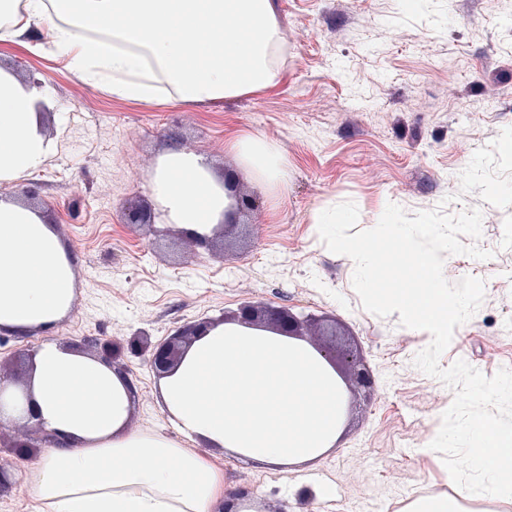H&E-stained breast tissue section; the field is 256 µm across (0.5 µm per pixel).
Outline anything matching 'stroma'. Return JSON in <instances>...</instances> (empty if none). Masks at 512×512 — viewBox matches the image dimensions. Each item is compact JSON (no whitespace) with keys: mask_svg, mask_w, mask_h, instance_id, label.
<instances>
[{"mask_svg":"<svg viewBox=\"0 0 512 512\" xmlns=\"http://www.w3.org/2000/svg\"><path fill=\"white\" fill-rule=\"evenodd\" d=\"M281 31L278 82L224 103L164 96L126 100L68 69L45 30L0 43V63L38 81L51 101L45 130L55 153L0 195L44 209L76 263L69 314L48 331L0 333V372L25 379L26 351L46 342L116 361L135 389L128 427L176 437L147 360L154 344L202 321L261 303L308 319L309 334L335 325L373 372L368 390L346 394L332 448L314 461L266 467L214 452L227 493L249 491L260 512H414L420 499L456 496L429 444L454 392L414 364L431 341L398 314L367 310L352 284L353 260L330 252L317 217L351 201L358 229L387 204L407 215L445 206L480 210L478 260L450 255L449 282L483 280L485 298L454 330L439 364L464 360L483 374L512 369V0H274ZM256 136L286 162L284 185L261 183L231 144ZM204 155L260 195L225 245L194 251L173 224L132 225L129 198L152 204L161 155ZM497 195H490V188ZM139 351H131L135 333ZM21 422L0 428V468L14 474L0 512H45L29 478L35 455Z\"/></svg>","mask_w":512,"mask_h":512,"instance_id":"1","label":"stroma"}]
</instances>
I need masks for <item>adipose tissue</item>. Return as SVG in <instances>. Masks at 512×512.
I'll return each mask as SVG.
<instances>
[{"label":"adipose tissue","instance_id":"ef3b65f1","mask_svg":"<svg viewBox=\"0 0 512 512\" xmlns=\"http://www.w3.org/2000/svg\"><path fill=\"white\" fill-rule=\"evenodd\" d=\"M47 29L56 53L113 95L143 99L163 84L181 102H223L273 85V0H0V41ZM43 94L0 65V182L20 183L54 153ZM263 182L286 179L278 148L232 145ZM155 202L188 234L222 223L231 200L210 163L170 151L151 176ZM76 274L45 213L0 196V332L45 329L71 309ZM47 441L32 471L49 512H219L224 472L162 434L129 430L133 394L99 359L48 342L24 386ZM172 426L246 462L281 466L331 447L345 400L307 343L239 323L209 326L159 383Z\"/></svg>","mask_w":512,"mask_h":512}]
</instances>
